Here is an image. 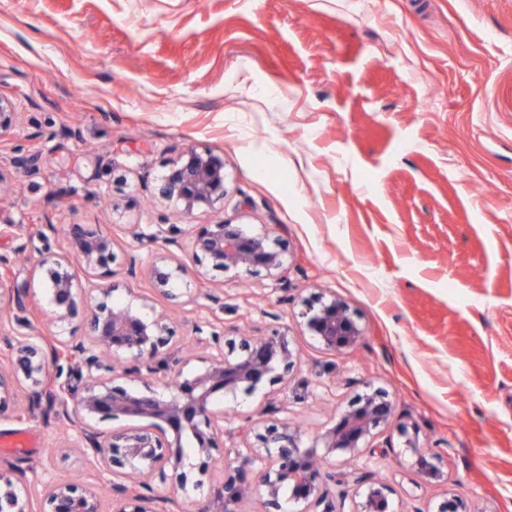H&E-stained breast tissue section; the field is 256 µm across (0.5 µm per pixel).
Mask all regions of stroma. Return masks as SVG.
<instances>
[{
  "label": "stroma",
  "mask_w": 512,
  "mask_h": 512,
  "mask_svg": "<svg viewBox=\"0 0 512 512\" xmlns=\"http://www.w3.org/2000/svg\"><path fill=\"white\" fill-rule=\"evenodd\" d=\"M0 96L16 125L0 133V255L26 310L0 319V363L20 323L54 332L41 245L12 224L114 236L115 303L172 308L146 273L154 258L125 232L165 224L178 241L224 218L283 227L286 267L236 275L189 265L226 335L287 331L299 358L266 397L218 401L232 429L288 404L311 435L366 384L396 410L367 469L399 512H433L446 494L476 512H512V0H0ZM224 159L227 194L192 216L156 184L184 148ZM39 168L16 167L19 153ZM343 301L363 331L331 352L299 315ZM419 430L446 480L427 481L399 436ZM0 478L94 482L92 459L58 449L66 427L0 415ZM188 456L178 512L211 501L218 477Z\"/></svg>",
  "instance_id": "stroma-1"
}]
</instances>
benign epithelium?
Masks as SVG:
<instances>
[{"label": "benign epithelium", "mask_w": 512, "mask_h": 512, "mask_svg": "<svg viewBox=\"0 0 512 512\" xmlns=\"http://www.w3.org/2000/svg\"><path fill=\"white\" fill-rule=\"evenodd\" d=\"M12 101L0 97V131L16 121ZM158 195L191 215L211 208L227 192L224 159L212 153L188 149L168 167L157 185ZM48 224H11L10 231L29 242L48 241ZM134 238L157 250L175 246L215 271L251 274L260 270L276 275L284 266V250L274 228L260 233L239 224L217 221L203 225L182 244L168 236L163 224L136 225ZM112 237L83 224H71L68 247L61 252L45 248L42 265L50 302L59 322L85 308L86 332L72 336H38L20 333L12 346L10 368L0 367V409L15 390L27 391V410L14 411L24 418L38 409L59 423L77 427L74 447L95 459L97 481L112 486L117 497L115 512H171L172 501L155 493L177 476L184 466V448L202 459V471L215 463L218 441L231 439L236 475L213 491V502L226 508L248 494H256L271 512H345L347 495L329 496L325 481L355 486L352 512H397L389 498V486L357 469L322 474L318 461L336 467V458H371L375 431L393 412L388 394L372 385L351 401L333 427L305 442L299 430L286 423L271 425L255 434L253 428L224 430V412L215 408L220 398L238 392L255 393L286 380L295 366L297 350L285 333L243 338L236 344L224 334V319L211 314L192 323L196 343L208 348L203 367L184 373L180 351L169 347L172 337L164 316L148 319L130 304H110L99 299L91 271L112 263ZM187 273L185 265L167 255L155 258L149 274L157 291H171ZM306 326L329 351L351 348L362 330L336 298L304 304L300 312ZM125 378L141 388L117 383ZM121 417L147 421L140 427H124L105 434L98 424ZM407 447L417 453L416 465L431 482L445 481L440 458L418 446L417 429H403ZM0 512H102L95 485L68 480H24L0 484Z\"/></svg>", "instance_id": "1"}]
</instances>
